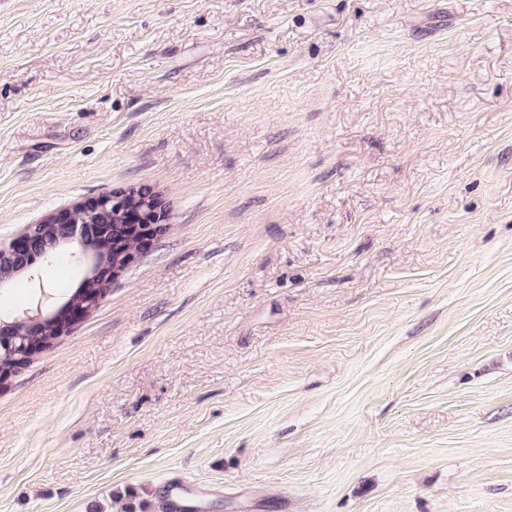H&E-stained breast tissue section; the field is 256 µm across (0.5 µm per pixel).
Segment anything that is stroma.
<instances>
[{"label": "stroma", "instance_id": "stroma-1", "mask_svg": "<svg viewBox=\"0 0 512 512\" xmlns=\"http://www.w3.org/2000/svg\"><path fill=\"white\" fill-rule=\"evenodd\" d=\"M128 186L0 512H512V0H0V246Z\"/></svg>", "mask_w": 512, "mask_h": 512}]
</instances>
